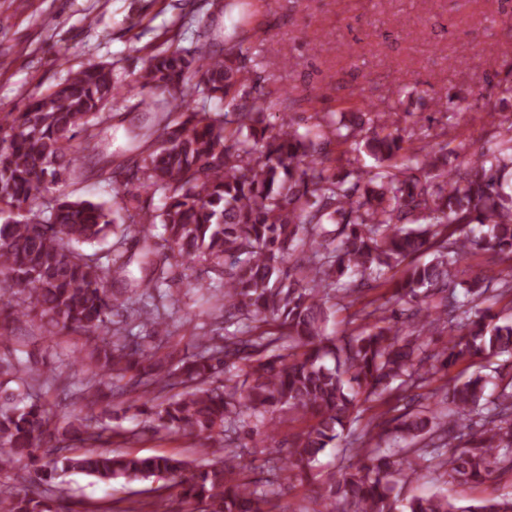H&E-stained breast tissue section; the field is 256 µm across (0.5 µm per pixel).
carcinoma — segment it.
Wrapping results in <instances>:
<instances>
[{
	"label": "carcinoma",
	"mask_w": 512,
	"mask_h": 512,
	"mask_svg": "<svg viewBox=\"0 0 512 512\" xmlns=\"http://www.w3.org/2000/svg\"><path fill=\"white\" fill-rule=\"evenodd\" d=\"M248 55L231 38L218 55L203 33L193 47L151 55L136 82L150 91L141 104L157 136L137 147L128 169L92 163L107 108L122 92L109 65L83 66L23 111L0 113V318L33 316L48 336H84L89 403L128 395L154 432L210 441L200 465L116 452L87 419L61 429L44 402L0 386V469L24 463L35 474L20 492L0 491V512H63L58 479L70 472L167 479L182 512H278L265 486L307 475L339 430L360 419V401L385 403L384 394L423 387L476 356L512 357V315L486 305L485 278H470L462 299L453 287L474 254L512 258V115L489 113L502 140L452 169L448 144L422 138L410 147L413 135L390 113L358 112V101L341 97L336 111H314L326 144L338 148L332 159L287 113L271 124ZM186 87L201 105H183ZM349 142L373 156L377 172L353 166L341 150ZM122 174L136 185L117 206L65 191L89 176L110 185ZM51 191L57 196L45 200ZM143 192L160 205L142 206ZM112 235L107 253L84 250ZM428 251L431 260H416ZM172 257L206 263L204 274L217 278L195 288L215 310L248 320L251 334L200 326L190 353L143 344L136 322L172 335L159 309L171 298ZM135 258L146 274L131 294L112 291L108 279L125 280ZM385 286V302L361 309L365 324L326 333L331 300ZM400 303L409 306L405 322ZM440 327L448 343L428 355ZM4 374L27 386L57 384L1 353ZM490 383L474 373L446 387L444 407L390 419L388 448L343 449L348 464L326 482L330 512H512V494L458 506L444 494L404 499L396 490L417 475L402 468L410 453L453 482L512 474V381L491 400ZM277 409L296 412L307 429L289 448L270 449L279 465L269 478L250 480L232 433ZM74 442L85 451L71 453Z\"/></svg>",
	"instance_id": "carcinoma-1"
}]
</instances>
